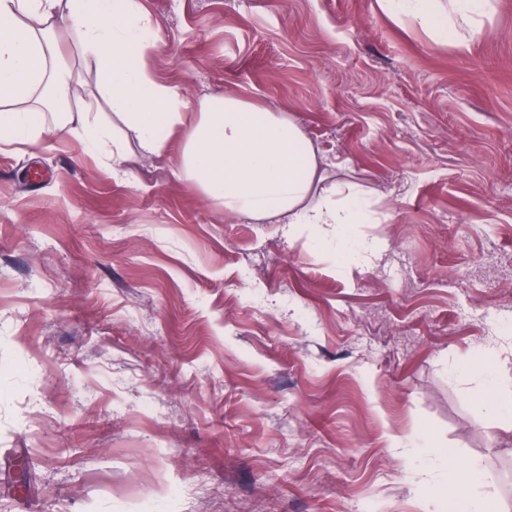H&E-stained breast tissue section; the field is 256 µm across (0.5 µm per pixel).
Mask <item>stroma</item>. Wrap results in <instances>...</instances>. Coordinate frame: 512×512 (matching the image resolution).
<instances>
[{
  "label": "stroma",
  "mask_w": 512,
  "mask_h": 512,
  "mask_svg": "<svg viewBox=\"0 0 512 512\" xmlns=\"http://www.w3.org/2000/svg\"><path fill=\"white\" fill-rule=\"evenodd\" d=\"M145 63L192 102L287 114L328 181L371 191L336 229L225 213L113 115L68 20L71 112L0 148V512H446L443 459L512 512V0L465 46L379 0H141ZM66 114V124L73 126V131L79 135L84 143L98 144L102 142L106 136V129L98 125L90 124L84 112H78L77 118L71 112ZM495 356V346H488L482 356L475 363V368L486 374V383L482 390L477 394L478 403L487 408L497 407L501 401V393L498 388L495 376L493 374V358Z\"/></svg>",
  "instance_id": "stroma-1"
}]
</instances>
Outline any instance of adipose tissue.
<instances>
[{"instance_id": "adipose-tissue-1", "label": "adipose tissue", "mask_w": 512, "mask_h": 512, "mask_svg": "<svg viewBox=\"0 0 512 512\" xmlns=\"http://www.w3.org/2000/svg\"><path fill=\"white\" fill-rule=\"evenodd\" d=\"M489 0H385L393 15L414 17L440 42L461 43L462 29L478 25ZM82 36L93 57L113 112L138 135L142 149L161 152L181 132L179 169L225 213L264 224H332L336 254L370 263L377 246L351 236L355 224L374 221L373 202L360 185L326 183L322 158L287 115L238 97L201 100L195 123L185 121L190 104L179 92L145 75L128 57L130 49L156 45L155 28L139 0H0V144L37 139L41 112L27 106L36 94L67 99L68 81L51 72L57 59L52 32L60 11ZM470 482L476 494L461 492ZM486 480L476 466L449 468L441 489L448 512H487L480 494Z\"/></svg>"}]
</instances>
